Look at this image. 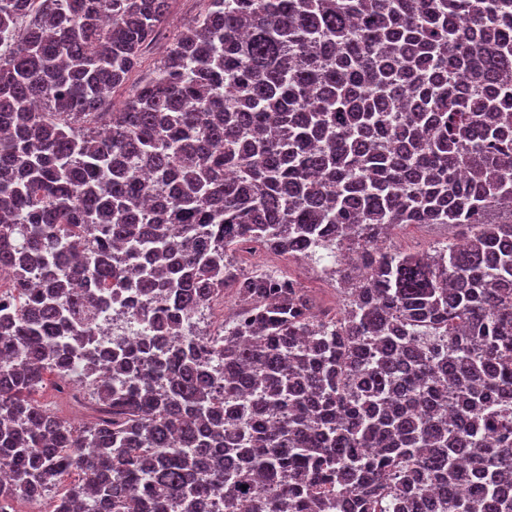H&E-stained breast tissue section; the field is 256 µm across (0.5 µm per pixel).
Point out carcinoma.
<instances>
[{
	"mask_svg": "<svg viewBox=\"0 0 512 512\" xmlns=\"http://www.w3.org/2000/svg\"><path fill=\"white\" fill-rule=\"evenodd\" d=\"M202 3L116 108L169 0H0V503L512 512V0ZM401 224L466 243L380 250ZM246 242L356 256L339 310ZM77 283L181 342L101 356ZM58 387L48 384L39 394L40 402L46 404L58 417L64 420H72L76 417L80 418L75 423L88 422L89 416L84 411L75 406L74 401L60 393Z\"/></svg>",
	"mask_w": 512,
	"mask_h": 512,
	"instance_id": "cac0c4a2",
	"label": "carcinoma"
}]
</instances>
